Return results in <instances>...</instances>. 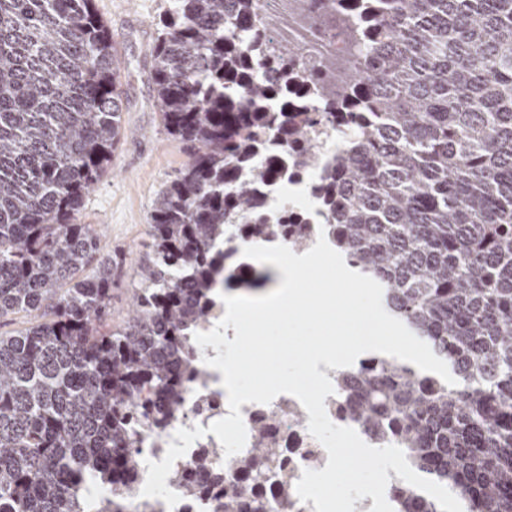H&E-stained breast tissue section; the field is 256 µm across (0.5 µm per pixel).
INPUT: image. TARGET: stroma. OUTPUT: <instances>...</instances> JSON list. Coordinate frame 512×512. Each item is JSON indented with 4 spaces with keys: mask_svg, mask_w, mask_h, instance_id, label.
Here are the masks:
<instances>
[{
    "mask_svg": "<svg viewBox=\"0 0 512 512\" xmlns=\"http://www.w3.org/2000/svg\"><path fill=\"white\" fill-rule=\"evenodd\" d=\"M169 0H93L125 62L122 137L108 170L86 197L80 221L95 225L101 254L112 260V296L102 331L127 321L133 284L152 257L148 224L157 195L187 156L161 122L147 80L158 23Z\"/></svg>",
    "mask_w": 512,
    "mask_h": 512,
    "instance_id": "stroma-1",
    "label": "stroma"
}]
</instances>
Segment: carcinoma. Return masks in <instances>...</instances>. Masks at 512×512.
Instances as JSON below:
<instances>
[{"label": "carcinoma", "instance_id": "1", "mask_svg": "<svg viewBox=\"0 0 512 512\" xmlns=\"http://www.w3.org/2000/svg\"><path fill=\"white\" fill-rule=\"evenodd\" d=\"M295 2L316 29L349 18L358 58L307 69L280 0H171L148 83L188 161L105 334L112 268L77 218L120 141L123 61L92 0H0V320L41 317L0 336V512H125L143 425L181 410L203 305L221 280L270 281L219 246L307 236L302 211L273 222L260 196L306 174L333 248L456 380L370 355L336 370L344 410L463 512H512V0ZM254 433L230 492L208 457L186 492L272 512L284 491L259 464L283 449ZM395 512L441 509L406 483Z\"/></svg>", "mask_w": 512, "mask_h": 512}]
</instances>
